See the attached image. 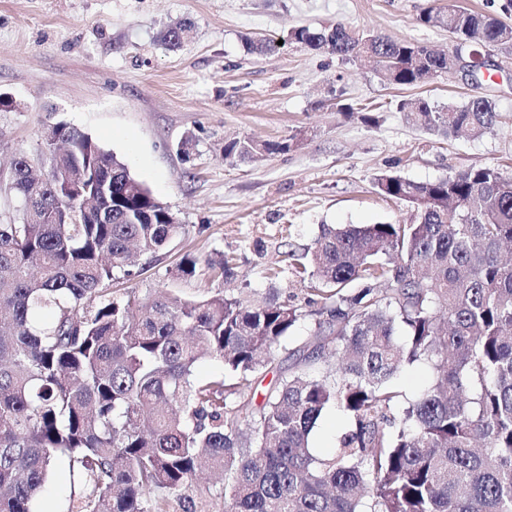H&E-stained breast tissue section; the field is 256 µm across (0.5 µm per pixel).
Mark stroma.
I'll use <instances>...</instances> for the list:
<instances>
[{"label":"stroma","mask_w":512,"mask_h":512,"mask_svg":"<svg viewBox=\"0 0 512 512\" xmlns=\"http://www.w3.org/2000/svg\"><path fill=\"white\" fill-rule=\"evenodd\" d=\"M433 0H0V224L18 220L9 190L18 153L38 156L48 128L79 126L176 216L184 234L144 272L112 281L114 293L157 288L199 299L217 289H248L306 307L309 294L290 271L270 278L282 251L312 242L324 224L406 220V204L380 196L377 175L428 182L474 165L512 159V54L492 53L488 77L439 75L420 87L381 81L360 61L315 52L288 38L292 28L344 23L449 51L447 29L418 23ZM187 20L179 48L157 39ZM273 43L267 54L246 42ZM484 96L507 122L482 136L444 138L409 123L399 102L459 105ZM370 106L378 125L337 112ZM295 145L259 163L225 159L240 139ZM189 152H182L184 140ZM222 252L235 259L228 283L203 274L179 279L182 256Z\"/></svg>","instance_id":"1"}]
</instances>
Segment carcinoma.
<instances>
[{
	"instance_id": "1",
	"label": "carcinoma",
	"mask_w": 512,
	"mask_h": 512,
	"mask_svg": "<svg viewBox=\"0 0 512 512\" xmlns=\"http://www.w3.org/2000/svg\"><path fill=\"white\" fill-rule=\"evenodd\" d=\"M512 0L499 14L433 5L421 24H452L456 47L512 54ZM188 29H164L175 48ZM313 51L367 60L393 86L448 68L432 48L352 25L293 29ZM437 136L479 137L502 115L484 97L438 108L402 102ZM288 141L234 140L224 157L261 162ZM35 173L12 162L18 222L0 224V512H37L57 458L74 483L68 512H512V173L472 166L432 182L382 174L407 222L323 224L282 253L321 307L307 313L244 290L188 299L168 289L116 295L134 255L184 230L168 206L79 128L53 127ZM234 276L233 258L185 255L176 268ZM296 360L250 407L300 320ZM209 360L224 370L196 375ZM424 362L406 400L392 381ZM330 409L346 423L328 454L311 444Z\"/></svg>"
}]
</instances>
